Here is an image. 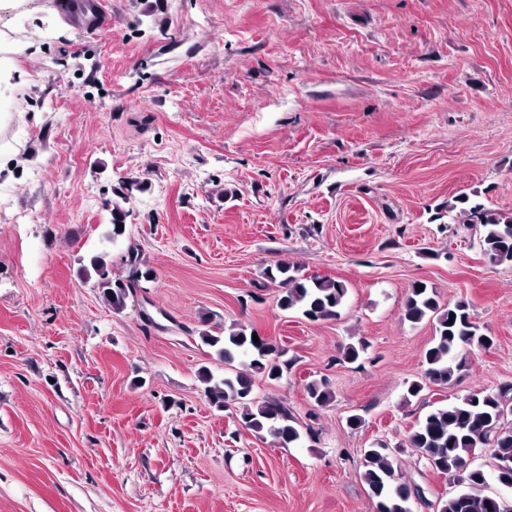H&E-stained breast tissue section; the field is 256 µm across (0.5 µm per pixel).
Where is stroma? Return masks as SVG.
Segmentation results:
<instances>
[{"mask_svg": "<svg viewBox=\"0 0 512 512\" xmlns=\"http://www.w3.org/2000/svg\"><path fill=\"white\" fill-rule=\"evenodd\" d=\"M101 5L98 27L56 0L0 11V512H376L359 473L378 440L436 512L458 485L408 432L512 384V266L448 217L463 196L512 213V0ZM122 180L146 189L114 242ZM130 248L154 276L115 311L82 268L105 252L126 277ZM279 261L342 281L339 317L281 310ZM418 283L494 344L410 399L435 336L404 315ZM233 326L283 351L253 395L291 411L289 446L204 394L225 366L200 334Z\"/></svg>", "mask_w": 512, "mask_h": 512, "instance_id": "obj_1", "label": "stroma"}]
</instances>
